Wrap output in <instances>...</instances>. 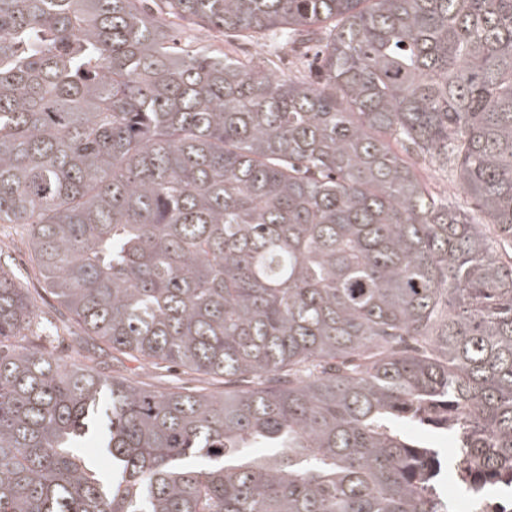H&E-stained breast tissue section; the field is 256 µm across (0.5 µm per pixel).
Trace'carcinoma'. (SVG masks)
<instances>
[{"label":"carcinoma","mask_w":512,"mask_h":512,"mask_svg":"<svg viewBox=\"0 0 512 512\" xmlns=\"http://www.w3.org/2000/svg\"><path fill=\"white\" fill-rule=\"evenodd\" d=\"M0 223L91 339L224 379L68 361L0 263V512H449L408 426L512 479V0H0ZM170 30L179 47H185L190 44L192 49L206 48L209 51H225L238 55L240 58H249L255 55L256 52L274 54L273 60L278 64V73L281 75H296L307 80H315L317 77L316 66L313 63V53L311 50L306 56L300 55L304 51L300 45H292L291 43H270L266 42L264 46H257L249 40L234 35L232 32L224 34V32L211 31L197 32L193 31V27L188 22H181ZM411 158L417 163V167L420 168L421 174L427 184L436 193L442 196L448 195V200L465 208H475V201L462 191L455 175L450 173L449 170L447 171V169L443 168L441 165H435L427 159L423 160L415 154H413ZM96 344L104 349L101 352L96 347V356H100L99 361L105 362L101 366L105 367L104 371L111 376L133 377L144 382L149 388L158 391H187L199 386H207L217 392L224 391V384L221 381H210V384H206L198 375L170 369L164 363L142 370L141 362L112 352V348H108L105 344ZM112 356L117 357L118 360L112 359ZM80 455L91 462L94 467L103 474L111 471L110 459L100 448H97L91 440H86L80 448H77Z\"/></svg>","instance_id":"cac0c4a2"}]
</instances>
